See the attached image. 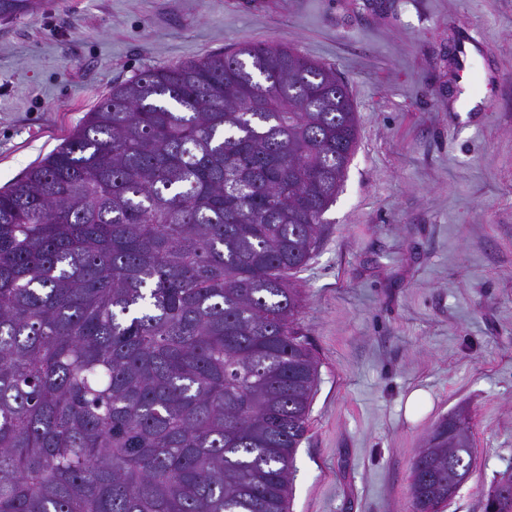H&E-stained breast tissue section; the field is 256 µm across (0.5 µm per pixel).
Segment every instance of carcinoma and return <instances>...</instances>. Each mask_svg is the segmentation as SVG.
<instances>
[{"mask_svg":"<svg viewBox=\"0 0 512 512\" xmlns=\"http://www.w3.org/2000/svg\"><path fill=\"white\" fill-rule=\"evenodd\" d=\"M338 82L264 43L149 68L0 190V512H289L318 380L291 276L358 142ZM474 469L454 412L411 512Z\"/></svg>","mask_w":512,"mask_h":512,"instance_id":"cac0c4a2","label":"carcinoma"}]
</instances>
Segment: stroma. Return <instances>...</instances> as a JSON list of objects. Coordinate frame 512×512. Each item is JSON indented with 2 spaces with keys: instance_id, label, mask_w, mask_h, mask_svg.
Listing matches in <instances>:
<instances>
[{
  "instance_id": "1",
  "label": "stroma",
  "mask_w": 512,
  "mask_h": 512,
  "mask_svg": "<svg viewBox=\"0 0 512 512\" xmlns=\"http://www.w3.org/2000/svg\"><path fill=\"white\" fill-rule=\"evenodd\" d=\"M467 39L488 109L466 123L450 101ZM244 43L334 68L359 126L293 278L318 382L290 512H409L414 458L460 407L476 467L439 512H484L512 472V0H41L0 21V188L113 85ZM416 389L432 407L412 421Z\"/></svg>"
}]
</instances>
